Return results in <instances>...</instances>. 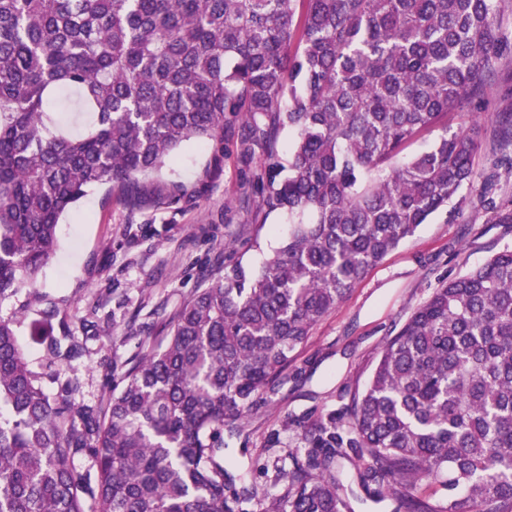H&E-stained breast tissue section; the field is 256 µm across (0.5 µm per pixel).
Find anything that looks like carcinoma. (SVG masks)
<instances>
[{
    "label": "carcinoma",
    "instance_id": "carcinoma-1",
    "mask_svg": "<svg viewBox=\"0 0 512 512\" xmlns=\"http://www.w3.org/2000/svg\"><path fill=\"white\" fill-rule=\"evenodd\" d=\"M296 2L0 0V299L33 286L90 189L135 201L185 142L223 140L227 112L266 146L259 195L291 221L259 272L212 269L104 403L70 383L49 398L0 316V512H250L224 435L374 266L463 203L483 113L402 152L512 62L506 0ZM61 90L96 116L77 139L44 121ZM289 424L308 451L263 512H351V457L394 512H512V249L434 289L348 404Z\"/></svg>",
    "mask_w": 512,
    "mask_h": 512
}]
</instances>
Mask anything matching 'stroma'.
<instances>
[{
	"label": "stroma",
	"instance_id": "35a3bbf8",
	"mask_svg": "<svg viewBox=\"0 0 512 512\" xmlns=\"http://www.w3.org/2000/svg\"><path fill=\"white\" fill-rule=\"evenodd\" d=\"M511 103L508 66L486 91L476 176L460 211L421 225L313 328L278 392L224 440L238 482L277 493L282 471L306 456L298 432L284 426L288 415L314 418L347 403L367 383L382 346L435 288L512 248V224L499 223L495 210L512 199V177L499 165L512 157V140L494 130L497 112ZM245 132L241 119L225 115L223 142H186L173 161L143 177L136 203L106 185L91 190L58 226L55 253L37 277L39 301L24 290L0 301V316L21 317L18 341L30 368L51 371L42 381L46 394L70 382L78 402L106 399L114 371L138 360L147 337L161 335L217 257L255 272L285 243L287 213L261 208L254 185L265 147L243 151ZM68 335L81 344L80 355L49 360L47 342Z\"/></svg>",
	"mask_w": 512,
	"mask_h": 512
}]
</instances>
